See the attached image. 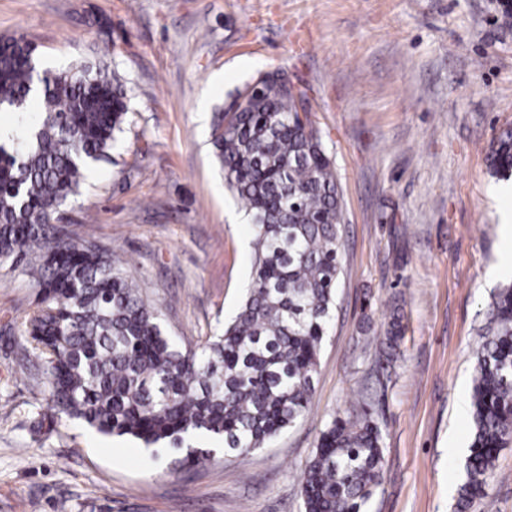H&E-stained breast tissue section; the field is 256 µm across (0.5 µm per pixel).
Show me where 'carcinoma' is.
<instances>
[{
	"instance_id": "1",
	"label": "carcinoma",
	"mask_w": 512,
	"mask_h": 512,
	"mask_svg": "<svg viewBox=\"0 0 512 512\" xmlns=\"http://www.w3.org/2000/svg\"><path fill=\"white\" fill-rule=\"evenodd\" d=\"M38 97L29 142L0 143V265L26 261L37 290L24 361L43 364L55 415L129 436L174 470L251 453L310 410L321 346L336 309L344 221L336 168L310 113L271 74L212 132L224 180L253 231L250 282L234 318L195 347L167 333L158 308L106 249L56 235L58 210L90 165L110 158L129 112L126 82L105 62L38 70L35 48L0 38V109ZM512 178V128L487 155ZM475 351L472 433L457 512L486 498L512 443V282L492 295ZM384 435L368 410L338 412L299 476L304 512H364L381 485Z\"/></svg>"
}]
</instances>
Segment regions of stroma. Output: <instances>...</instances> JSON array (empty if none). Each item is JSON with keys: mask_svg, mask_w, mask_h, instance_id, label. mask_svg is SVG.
I'll return each instance as SVG.
<instances>
[{"mask_svg": "<svg viewBox=\"0 0 512 512\" xmlns=\"http://www.w3.org/2000/svg\"><path fill=\"white\" fill-rule=\"evenodd\" d=\"M501 0H0V38L53 71L107 62L132 90L111 161L57 228L108 249L167 330L194 346L235 315L252 229L211 132L259 74L306 92L339 176L337 310L309 413L266 447L170 471L128 437L57 418L15 357L36 292L0 266V512H304L299 475L325 424L366 401L385 437L368 512H456L472 432V350L497 284L512 182L486 156L512 127ZM398 359L380 361L393 317ZM471 512H512V447Z\"/></svg>", "mask_w": 512, "mask_h": 512, "instance_id": "35a3bbf8", "label": "stroma"}]
</instances>
